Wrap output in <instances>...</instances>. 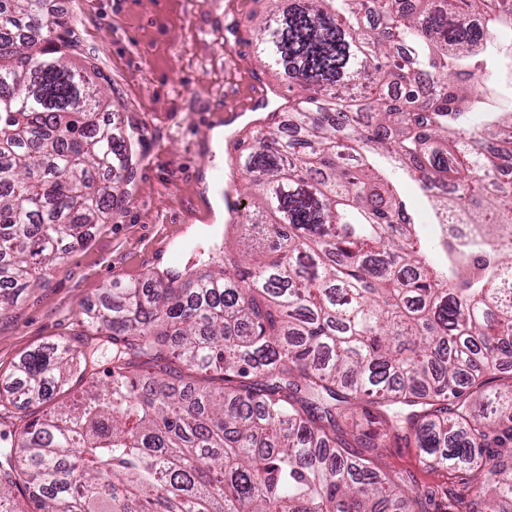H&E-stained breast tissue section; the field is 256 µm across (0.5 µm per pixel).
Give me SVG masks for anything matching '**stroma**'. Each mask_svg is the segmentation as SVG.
<instances>
[{"label": "stroma", "instance_id": "35a3bbf8", "mask_svg": "<svg viewBox=\"0 0 512 512\" xmlns=\"http://www.w3.org/2000/svg\"><path fill=\"white\" fill-rule=\"evenodd\" d=\"M58 2L120 102L114 120L138 127L139 162L111 221L0 312V377L30 352L76 341L88 329L86 308L112 281L184 266L191 245L223 232L208 195L227 167V144L251 130L257 93H288L255 54L263 0ZM238 114L242 122L213 142Z\"/></svg>", "mask_w": 512, "mask_h": 512}]
</instances>
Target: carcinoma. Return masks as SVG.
Instances as JSON below:
<instances>
[{
  "label": "carcinoma",
  "instance_id": "carcinoma-1",
  "mask_svg": "<svg viewBox=\"0 0 512 512\" xmlns=\"http://www.w3.org/2000/svg\"><path fill=\"white\" fill-rule=\"evenodd\" d=\"M268 2L255 46L297 135L236 139L247 204L200 263L112 283L89 335L0 381L21 410L85 385L0 439V512H512V111L462 69L512 71L489 34L512 0ZM78 47L47 0H0V311L112 218L132 165ZM401 171L480 234L421 236Z\"/></svg>",
  "mask_w": 512,
  "mask_h": 512
}]
</instances>
